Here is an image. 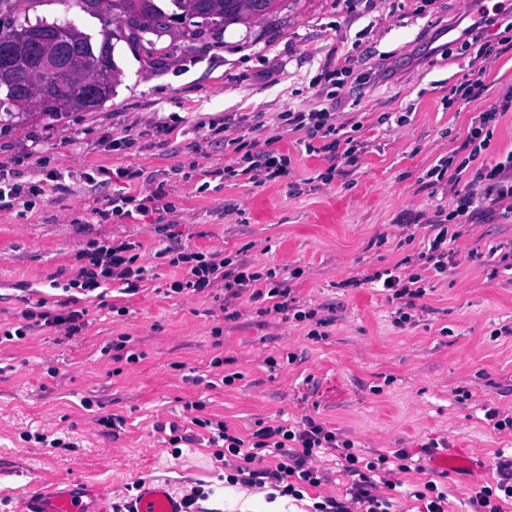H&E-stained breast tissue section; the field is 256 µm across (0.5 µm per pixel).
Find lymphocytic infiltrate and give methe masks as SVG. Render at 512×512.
<instances>
[{
  "instance_id": "f902f5d3",
  "label": "lymphocytic infiltrate",
  "mask_w": 512,
  "mask_h": 512,
  "mask_svg": "<svg viewBox=\"0 0 512 512\" xmlns=\"http://www.w3.org/2000/svg\"><path fill=\"white\" fill-rule=\"evenodd\" d=\"M494 29L511 33L512 13L498 6L482 9L478 19L460 36L462 45L472 51L470 72L452 90L448 101L461 104L471 117L462 142L439 157L426 173L428 186L441 188L450 197L447 209L438 210L434 216L430 225L433 235L427 248L417 256L404 257L400 271L377 272L362 279L353 276L345 281L346 286L355 288L365 283H380L388 301L396 305L394 323L398 326L414 322L417 301L428 290V274L447 275L448 249L463 237V225L471 223L480 213L512 214V149L499 151L492 147L501 118L512 112V85L494 101L486 99L485 79L498 60L491 49L490 32ZM282 119L289 132L299 134L306 153L321 154L326 161V168L317 176L319 188L331 189L335 177L342 175L345 167L356 163L368 149L367 142L358 135L359 124L341 122L334 105L286 112ZM224 144L236 155L224 167L225 179L261 187L283 177L296 176L290 156L276 148L274 138H267L259 146L241 135L225 139ZM475 161L480 167L476 173H469L468 168ZM154 256L179 271L178 278L168 284V292L191 297L206 295L220 301L223 308L231 309L233 318L243 316V309L237 308L235 302L244 298L259 304L260 315L270 321L291 319L306 324L309 337L315 339L322 338L334 322L335 303L314 308L295 303L290 282L304 276L301 267L284 273L240 251L188 248L171 234L160 239ZM140 258L133 243L90 241L77 255L81 267L77 278L69 283L70 295L51 303L44 299L27 303L19 313L20 321L15 329L4 330L0 336L8 341L21 340L39 328L54 329L67 337L80 334L86 325L82 295L109 285L118 286L127 295L138 293L147 278ZM189 423L208 432L214 458L226 469L228 484L269 487L280 496L296 500L302 499L305 487L322 484L325 474L316 464L319 454L328 449H341L346 469L355 477L351 498L346 503L323 499L314 503L313 512H391L390 493L397 485L392 481L379 484L375 474L386 469L390 460L408 458L407 453L398 451L391 457L359 459L352 440L309 415L302 416L297 423L272 421L247 437L230 430L224 421L198 414ZM267 450L278 459L275 467L265 464L263 453Z\"/></svg>"
}]
</instances>
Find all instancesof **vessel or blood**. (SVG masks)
Listing matches in <instances>:
<instances>
[{
    "label": "vessel or blood",
    "instance_id": "1",
    "mask_svg": "<svg viewBox=\"0 0 512 512\" xmlns=\"http://www.w3.org/2000/svg\"><path fill=\"white\" fill-rule=\"evenodd\" d=\"M433 469L452 470L464 475L472 485L482 484L487 474L485 465L470 459L467 451L449 454L447 449H432L429 455ZM19 512H110L107 498L93 485L81 481L62 482L45 478L35 488L19 496ZM128 512H186L182 497L164 482L142 481L137 494L127 504Z\"/></svg>",
    "mask_w": 512,
    "mask_h": 512
}]
</instances>
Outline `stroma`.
<instances>
[{
    "label": "stroma",
    "mask_w": 512,
    "mask_h": 512,
    "mask_svg": "<svg viewBox=\"0 0 512 512\" xmlns=\"http://www.w3.org/2000/svg\"><path fill=\"white\" fill-rule=\"evenodd\" d=\"M13 9L21 19H70L96 44L112 30L120 75L96 110L0 131V164L17 181L34 184L57 172L65 185L0 213V326L16 324L23 295L63 298L89 240L141 244L144 265L155 266L162 222L192 249L268 245L258 261L305 268L291 282L297 302L333 301L337 308L328 336L317 342L295 321L275 330L262 328L253 312L228 321L217 317L212 299L166 293L175 270L162 266L138 294L113 293L126 315H108L92 297L82 302V334L39 329L0 345V512H12L17 493L47 476L102 487L119 505L129 500L127 484L154 478L181 495L202 487L198 512H262L267 490L227 484L202 429L181 457L156 454L166 438L159 425L184 423L189 401L204 402L203 416L224 417L242 434L261 421L308 414L345 433L361 458L405 450L415 467L397 480L411 489L436 481L448 512H472L473 487L431 469L427 445L469 449L487 462L490 485L498 479L497 450L512 448V432L494 430L484 418L488 408H512V332L497 333L512 329V219L481 216L466 225L473 257L449 254L447 277L422 298L416 324L402 329L382 289L337 288L332 277L337 265L363 277L418 253L430 231L418 228L412 244L399 246L403 212L429 219L448 205L424 177L470 118L448 105L469 72L470 54L455 40L473 17L460 0H281L268 15L208 26L197 39L172 24L160 37L167 54L155 66L141 63L120 38L122 19L105 23L75 0H13ZM349 55L380 63L374 84L352 72L336 98L337 111L361 122L369 147L332 190H313L308 181L323 162L300 149L278 115L316 105ZM384 112L410 113L403 136L379 124ZM223 126L259 140L277 137L300 184L282 178L252 188L220 178L233 160ZM122 136L131 148L113 150ZM192 161L208 177L187 183L175 175ZM130 168L160 184L175 212L109 217L112 190ZM231 200L243 203L242 216L225 215ZM120 335L128 338L126 352L141 359L117 374L107 348ZM216 355L241 380L213 389L190 383ZM269 355L282 357L279 370L264 365ZM91 396L103 413L125 418L119 435L92 423L81 406ZM36 434L48 443L33 442ZM321 466L322 484L303 500L285 499L282 512H311L326 497L349 500L353 479L339 452L324 454Z\"/></svg>",
    "instance_id": "1"
}]
</instances>
